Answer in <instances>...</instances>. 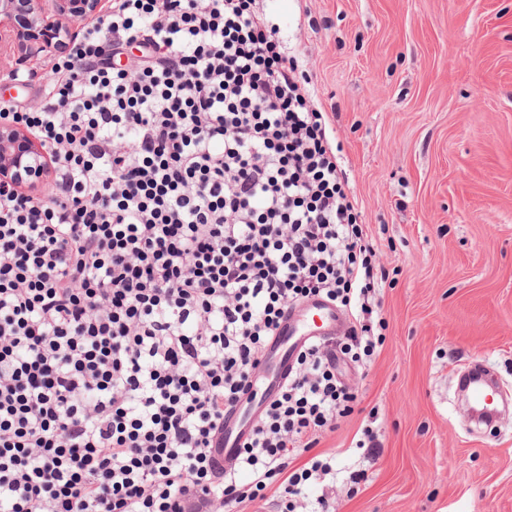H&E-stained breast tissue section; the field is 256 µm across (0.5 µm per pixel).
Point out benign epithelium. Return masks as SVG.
<instances>
[{"mask_svg":"<svg viewBox=\"0 0 512 512\" xmlns=\"http://www.w3.org/2000/svg\"><path fill=\"white\" fill-rule=\"evenodd\" d=\"M103 0H0V57L20 69L49 48L72 41L73 30L104 18ZM56 157L37 136L0 120V190L26 195L53 175Z\"/></svg>","mask_w":512,"mask_h":512,"instance_id":"benign-epithelium-1","label":"benign epithelium"}]
</instances>
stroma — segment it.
Segmentation results:
<instances>
[{"label":"stroma","mask_w":512,"mask_h":512,"mask_svg":"<svg viewBox=\"0 0 512 512\" xmlns=\"http://www.w3.org/2000/svg\"><path fill=\"white\" fill-rule=\"evenodd\" d=\"M336 132L377 247L383 339L318 450L331 512H512V415L471 423L477 363L512 397V0H264ZM0 64V109L45 80ZM373 431L376 450L357 447Z\"/></svg>","instance_id":"1"}]
</instances>
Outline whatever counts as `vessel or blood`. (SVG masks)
I'll return each mask as SVG.
<instances>
[{
    "label": "vessel or blood",
    "mask_w": 512,
    "mask_h": 512,
    "mask_svg": "<svg viewBox=\"0 0 512 512\" xmlns=\"http://www.w3.org/2000/svg\"><path fill=\"white\" fill-rule=\"evenodd\" d=\"M344 323L343 314L319 298L285 313L275 336L266 345L248 390L241 396L233 413L224 419V430L213 448L219 464H226L235 457L267 402L287 379L299 350L312 339L337 335Z\"/></svg>",
    "instance_id": "obj_1"
}]
</instances>
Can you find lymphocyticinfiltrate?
<instances>
[{
    "label": "lymphocytic infiltrate",
    "mask_w": 512,
    "mask_h": 512,
    "mask_svg": "<svg viewBox=\"0 0 512 512\" xmlns=\"http://www.w3.org/2000/svg\"><path fill=\"white\" fill-rule=\"evenodd\" d=\"M53 70L5 114L58 162L47 198L0 194V512H232L274 485L329 512L305 490L357 401L337 355L375 352L376 251L295 59L258 0H113ZM314 296L353 326L219 467L225 411Z\"/></svg>",
    "instance_id": "1"
}]
</instances>
